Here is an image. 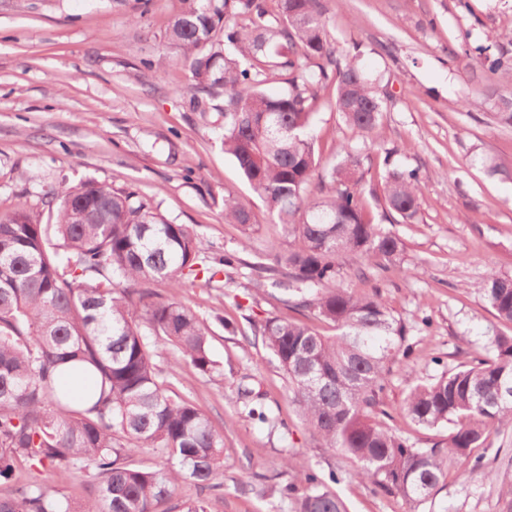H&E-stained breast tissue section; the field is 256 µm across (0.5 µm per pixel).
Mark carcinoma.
Returning <instances> with one entry per match:
<instances>
[{"instance_id":"carcinoma-1","label":"carcinoma","mask_w":512,"mask_h":512,"mask_svg":"<svg viewBox=\"0 0 512 512\" xmlns=\"http://www.w3.org/2000/svg\"><path fill=\"white\" fill-rule=\"evenodd\" d=\"M165 39L191 73L192 109L205 118L206 103L223 97L211 124L224 152L293 240L286 250L269 242L253 270L284 274L279 302L335 330L324 335L290 317L269 318L257 330L302 421L324 447L350 459L349 479L400 498L405 512H421L464 464L475 484L494 482L492 465L512 464L491 441L492 432L512 428V336L497 333L485 355L413 380L405 416L425 429H448L446 441L418 447L387 424L383 401L392 363L418 360L407 327L379 289L334 287L345 277L339 259L346 254L385 266L401 260L404 241L374 223L371 206L412 224L424 189L419 169L394 165L398 149L376 143L388 93L361 68L359 50L331 46L321 0H184ZM489 39L472 46L473 56L511 83L512 55L499 37ZM332 84L336 111L361 144H341L325 167L312 107ZM369 145L384 153L386 172L368 189ZM57 199L54 223L24 208L0 214V481L12 478L20 459L32 471L18 496L0 498V512H159L185 480L219 486L224 435L203 410L170 395L154 353L169 346L179 363L205 374L216 369L214 331L175 297L191 280L212 287L244 260L234 252L206 255L190 225L166 220L132 187L83 181L46 193L44 205ZM224 223L239 227L247 249L254 217L229 190ZM159 281L170 298L143 301L137 286ZM479 292L498 321L512 325V277L492 272ZM68 363L94 373V394L77 398L57 385L55 370ZM236 403L246 420L281 424L246 386H238ZM144 449L167 466L134 464ZM77 468L93 478L80 503L42 478L45 470ZM342 480L307 469L280 495L288 512H348L331 488Z\"/></svg>"}]
</instances>
